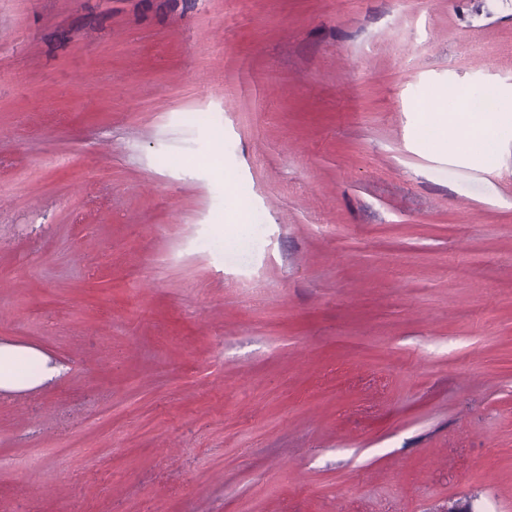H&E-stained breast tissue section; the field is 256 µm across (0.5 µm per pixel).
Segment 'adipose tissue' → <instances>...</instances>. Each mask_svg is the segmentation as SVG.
<instances>
[{"instance_id":"adipose-tissue-1","label":"adipose tissue","mask_w":512,"mask_h":512,"mask_svg":"<svg viewBox=\"0 0 512 512\" xmlns=\"http://www.w3.org/2000/svg\"><path fill=\"white\" fill-rule=\"evenodd\" d=\"M63 368L34 349L0 344V390H23L57 380Z\"/></svg>"}]
</instances>
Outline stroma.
<instances>
[{
    "label": "stroma",
    "mask_w": 512,
    "mask_h": 512,
    "mask_svg": "<svg viewBox=\"0 0 512 512\" xmlns=\"http://www.w3.org/2000/svg\"><path fill=\"white\" fill-rule=\"evenodd\" d=\"M512 0H0V512H512ZM478 136L479 137H471V138H465L464 136L459 138L455 145L457 147V150L462 153L466 154L467 151H471L474 148V142H478V151L480 154L486 158L487 162L492 163L495 160V154L492 150V145L494 142L497 141V131L494 129H485V128H479L478 129ZM62 371L63 366L34 349L0 344V390H23L50 384Z\"/></svg>",
    "instance_id": "1"
}]
</instances>
